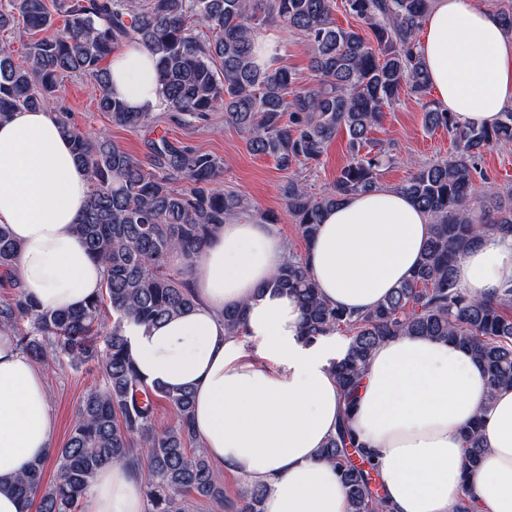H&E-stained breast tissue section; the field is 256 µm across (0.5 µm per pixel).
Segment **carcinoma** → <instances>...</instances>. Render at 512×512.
<instances>
[{
  "mask_svg": "<svg viewBox=\"0 0 512 512\" xmlns=\"http://www.w3.org/2000/svg\"><path fill=\"white\" fill-rule=\"evenodd\" d=\"M344 2L372 30L373 41L336 25V0H5L0 31L16 29L26 41L21 64L11 44H0V119L19 109H53L65 78L81 75L93 81L98 108L115 125L194 126L222 111L224 121L246 135L252 153L273 158L285 171L319 164L327 144L343 130L355 158L327 192L314 194L294 178L282 188L308 244L327 209L380 187V169L391 157L364 148L383 109L405 90L419 97L429 92L417 34L432 0ZM274 23L302 36L316 85L299 84L284 65L257 64L255 38ZM131 42L157 59L162 94L157 112H134L109 93L103 61ZM57 118L88 172L91 190L76 228L104 268L103 287L77 309H41L17 272L21 246L0 225V269L10 276V292L0 300V331L37 362L60 355L74 364L96 361L105 387L84 396L64 447L55 450L52 481H45L46 464L38 462L0 488L28 507L37 504V512H81L95 473L120 463L147 473L149 512H188L190 496L212 501L220 512H262L265 489L259 485H250L236 504L225 498L221 474L193 430L191 389L145 385L123 332L129 318L150 324L191 309L196 295L190 271H171V259L192 262L218 225L248 211V201L234 191L214 190L220 162L186 142L164 135L149 139L141 161L108 133L81 130L69 113L60 111ZM425 126L448 131L456 152L417 168L396 187L430 221L411 277L360 315L324 301L302 256L291 251L270 281L301 306L306 339L346 335L344 355L332 362L344 414L320 456L336 469L350 512H390L372 457L350 424L374 347L398 336L451 340L484 366L490 393L512 385V287L484 299L462 287L455 273L483 234L512 236V202L503 205L494 188L481 189L475 179L484 150L512 142V112L489 126H475L431 109ZM180 180L187 181L186 188H174ZM244 319L243 307L224 312L225 330L240 335ZM102 333L100 352L93 337ZM160 401L177 418L163 431L154 426ZM480 424L478 418L463 429L469 466L477 465L485 448Z\"/></svg>",
  "mask_w": 512,
  "mask_h": 512,
  "instance_id": "obj_1",
  "label": "carcinoma"
}]
</instances>
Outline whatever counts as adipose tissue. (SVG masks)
Instances as JSON below:
<instances>
[{"label":"adipose tissue","mask_w":512,"mask_h":512,"mask_svg":"<svg viewBox=\"0 0 512 512\" xmlns=\"http://www.w3.org/2000/svg\"><path fill=\"white\" fill-rule=\"evenodd\" d=\"M418 46L435 106L461 124L512 111V35L475 0H433ZM110 90L136 111L161 105L156 61L142 45L115 53ZM90 191L54 112L0 121V225L21 245L18 272L41 308H76L99 292L103 268L75 226ZM428 217L391 189L350 196L325 213L304 255L324 300L363 314L411 275ZM285 255L277 225L236 217L194 259V307L161 323L124 324L144 381L192 387L201 446L215 469L264 486L262 512H349L345 488L320 457L343 402L331 363L335 336L306 341L303 311L269 282ZM464 287L486 298L512 286V238L483 236L457 265ZM245 306L237 336L224 311ZM482 415L487 445L465 469L462 427ZM352 426L373 453L392 512H453L470 487L488 512H512V388L490 391L462 347L404 336L371 353ZM56 420L44 371L0 333V479L51 462ZM84 512H145L144 489L124 465L94 477Z\"/></svg>","instance_id":"obj_1"}]
</instances>
